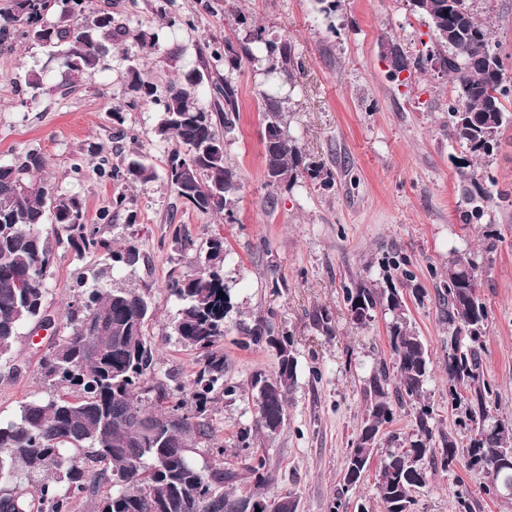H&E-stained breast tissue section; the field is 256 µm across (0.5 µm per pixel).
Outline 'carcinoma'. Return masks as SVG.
<instances>
[{"label":"carcinoma","instance_id":"cac0c4a2","mask_svg":"<svg viewBox=\"0 0 512 512\" xmlns=\"http://www.w3.org/2000/svg\"><path fill=\"white\" fill-rule=\"evenodd\" d=\"M427 15L445 51L410 59L403 52L390 58L396 77L413 67L425 70L436 63L451 77L454 98L448 104V132L474 158L491 155L500 137L512 128V112L504 100L512 97L505 79L502 56L490 33L471 11L469 0H411ZM58 13L50 22L46 15ZM124 32L112 15L95 11L90 0H11L0 11V45L25 38L38 44L73 78H91L120 43ZM231 69L242 62L265 65V71L290 80L295 71L288 40H267L255 29L235 49L224 41V55H214ZM201 68L181 74L165 96L129 68L131 102L157 108L155 133L173 139L165 168L167 183L192 208L202 213L233 218L242 184L227 164L224 136L239 120L237 89L231 80L213 76V65L200 56ZM210 83V102H203L199 87ZM263 159L267 184H294L298 179L332 189V175L320 162L303 156L286 130L282 99L263 96ZM44 158L33 151L17 161L0 164V358L12 350L21 330L48 319L47 279L55 259L54 244L67 242L79 251H105L117 267H128L125 257L137 252L132 245L112 248L100 228L85 222L80 199L57 194L38 177ZM112 178L146 185L157 179L155 169L139 157L112 168ZM51 225L52 233L43 231ZM199 270L172 281L169 291L179 309L174 332L179 342L203 352L191 390L177 383L158 392L170 400L154 410L146 400V384L154 371L156 349L146 334L153 317L148 291L109 288L100 277L81 280L79 301L69 308L68 336L41 357L43 379L57 391L48 398L24 402L11 420L0 421V512H76L78 501H89L92 512H240L247 500L269 512L275 497L264 487L265 463L250 466L253 488H238L241 475L234 469L198 467L189 448L211 439L212 429L199 417L217 393L230 395L224 385V353L217 349L226 319L234 310L231 288L216 264L223 261L224 238L205 241ZM442 288L448 296V330L454 345L448 352V396L464 405L463 422L470 425L466 450L453 437L436 445L432 410L425 403L431 375L428 351L411 326L405 302L396 286L379 288L361 282L342 288L348 311L360 309L359 324L375 313H391L387 341L396 369L390 381L385 366L365 380L369 401L364 427L345 466L344 489L357 486L369 471L380 434L393 421V403L415 406L411 437L400 448H388L380 461L375 496L383 512H415L413 493L424 487L430 471H448L466 457L490 477L485 493L512 494V470L499 468L500 459L512 456V427L493 416L490 388L484 377V337L487 310L480 298L477 266L467 253L448 261ZM223 295H218V292ZM244 334L276 348L278 373L253 376L257 400L256 428L277 433L286 420L288 393L296 379L297 363L288 340L279 337L272 321L259 319ZM196 424L170 421L173 412L190 413ZM42 476L30 493L24 481Z\"/></svg>","mask_w":512,"mask_h":512}]
</instances>
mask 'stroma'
Returning a JSON list of instances; mask_svg holds the SVG:
<instances>
[{
  "label": "stroma",
  "mask_w": 512,
  "mask_h": 512,
  "mask_svg": "<svg viewBox=\"0 0 512 512\" xmlns=\"http://www.w3.org/2000/svg\"><path fill=\"white\" fill-rule=\"evenodd\" d=\"M250 16L268 39L288 40L301 69L283 86L288 96V132L313 161L333 174L332 190L301 180L293 188L268 185L262 160L259 110L273 84L262 66L229 71L238 90L239 121L225 138L227 162L242 183L235 223L189 207L166 180L130 185L96 174L134 156L163 170L169 142L154 132V106L129 105V66L158 92L182 72L198 66L200 54L246 30L232 17L204 13L199 0H92L111 12L126 35L93 78L72 80L31 41L0 45V163L27 151L46 160L42 171L55 192L78 195L87 223L100 227L113 247L134 245L138 264L116 272L103 251L55 248L47 282L48 330L23 329L9 358L0 360V420L12 419L21 402L48 396L39 362L70 332L66 312L81 275H100L116 287H149L155 315L147 335L158 351L157 385L190 383L201 352L182 345L174 333L177 302L168 280L197 272L198 254L177 248L181 234L195 243L224 238V280L234 293L218 348L224 381L233 394L217 395L206 419L214 437L197 440L191 457L198 466L224 465L249 478L253 456L266 462L268 493L287 495L297 512H331L342 487L346 456L366 414L364 381L393 358L386 337L391 316L377 312L355 324L342 288L357 282L383 284L384 261H404L412 276L403 292L408 317L424 339L432 375L425 399L433 409L435 438L452 436L466 447L470 434L448 402L447 302L438 284L455 252L466 251L481 274L487 309L483 366L497 418L512 423V131L493 154L471 157L448 135L450 78L437 68L391 77L384 56L393 39L409 56L436 51L431 24L410 0H336L324 15L315 0H230ZM512 80V0H474ZM177 23L167 27L165 16ZM159 33L156 49H140L141 36ZM44 74V88L25 85L30 71ZM121 108V120L112 111ZM493 181L481 220L460 217L463 174ZM122 206H115V198ZM498 238L485 247L486 230ZM328 326L317 324L319 311ZM272 318L297 360V380L288 395L286 422L275 435L255 429L254 373L276 375L278 356L239 329L257 317ZM489 477L478 469L436 471L417 489L416 512H457L458 492L478 500L481 512H512V500L485 493Z\"/></svg>",
  "instance_id": "obj_1"
}]
</instances>
